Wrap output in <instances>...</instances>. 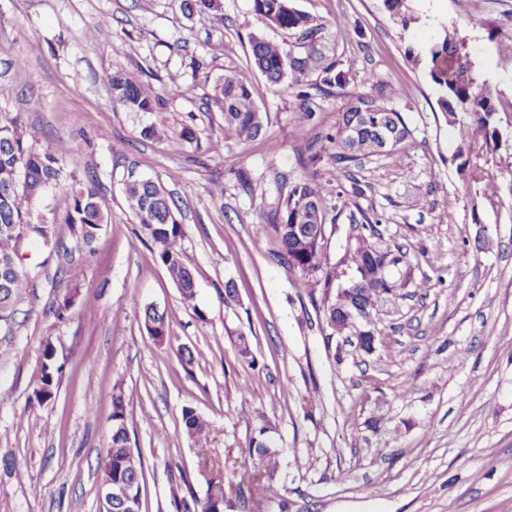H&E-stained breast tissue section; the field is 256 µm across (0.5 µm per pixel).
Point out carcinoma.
<instances>
[{
	"label": "carcinoma",
	"instance_id": "carcinoma-1",
	"mask_svg": "<svg viewBox=\"0 0 512 512\" xmlns=\"http://www.w3.org/2000/svg\"><path fill=\"white\" fill-rule=\"evenodd\" d=\"M257 21L274 25L284 31L297 33L307 41V51L294 55L256 32L249 39V67L259 73L267 84L296 101L299 120L310 119L313 114L311 95L305 78L312 70L320 71V92L343 89L349 84V73L337 68V62L327 59L321 43L326 25L295 8L293 0H252ZM390 17L408 26L415 17L407 0H382ZM183 14L192 16L205 13L218 23H224L219 0H181ZM412 66L424 65L432 81L439 86L437 104L448 125L458 134L456 159L458 168L477 169L475 161L498 152L502 146L499 133L498 109L492 88L476 84L473 62L466 51L465 40L456 27L445 26L437 41L425 55L413 48L405 51ZM113 102L130 112L154 114L160 108L159 98L152 86L134 71L117 73L110 80ZM216 102L223 112L224 138L247 143L264 135L263 115L257 106L252 86L236 72H226L216 84ZM409 130L400 112L390 107L381 97L353 91L339 113L336 126L324 136L325 145L310 153L306 163L321 171L317 178L294 183L286 195L279 198L273 211L272 223L262 226L276 243V260L295 273L299 288L309 284V278L319 276L324 287L332 288L336 268L329 265L324 246L326 225L336 223L337 214L349 208H359L357 198L364 189L356 180L350 189L333 193L341 179L350 175V166L360 159L379 156L396 149L408 136ZM389 145L383 146V139ZM69 151L63 140L49 144L41 151L34 150L19 131V118H6L0 122V325L14 320L17 305L34 294V280L12 261L20 246V228L31 236L49 240L54 229L47 224L30 220V205L40 192L58 185L63 179L60 161ZM125 198L128 209L140 225L142 233L151 242L157 261L178 288L186 302L195 296V267L180 246L182 225L175 215L176 204L158 183L150 179H137L126 183ZM70 226L73 248L93 250L108 216L103 210L94 181L77 182L71 186L69 205L62 217ZM370 234H358L351 244L350 263L359 269L353 289L343 294L338 302H324V320L331 335L361 337L359 348L376 342L380 334L373 318L375 304L408 286L410 275L393 273L394 256H404L400 247H381L373 242L378 235L370 219ZM144 324L156 326L158 334L170 337L166 312L148 306L143 312ZM56 352L46 346L42 385L39 399L53 396L58 375L63 365L56 364ZM132 395L121 384L113 387L111 444L99 465L101 486H106L115 475L120 462L127 458L130 448L127 407ZM183 431L198 452H204L210 424L196 410L186 407L182 411ZM275 443L267 436L266 428L258 430L248 446L250 464L239 474L238 486L252 487L258 483L271 487L275 480L277 462ZM145 477L142 460L132 470H123L124 483L141 493ZM200 512H227L234 504L224 495V480H208Z\"/></svg>",
	"mask_w": 512,
	"mask_h": 512
}]
</instances>
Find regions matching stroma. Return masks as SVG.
I'll return each mask as SVG.
<instances>
[{
	"instance_id": "stroma-1",
	"label": "stroma",
	"mask_w": 512,
	"mask_h": 512,
	"mask_svg": "<svg viewBox=\"0 0 512 512\" xmlns=\"http://www.w3.org/2000/svg\"><path fill=\"white\" fill-rule=\"evenodd\" d=\"M221 3L217 25L205 14L186 17L180 0H0V119L19 117L35 149L66 141L65 176L94 180L109 218L92 252L52 255L35 239L22 252L36 293L18 304L12 335L0 334V512H99L97 465L110 445L118 383L135 394L127 417L144 462L141 512H175L183 473L197 498L214 477L235 499L248 442L263 426L278 444L263 512H279L284 498L292 512H512V149L491 160L495 185L472 201L438 87L404 57L456 26L477 84L497 90L501 131L511 135L512 71L497 61L512 53V0H410L415 20L406 27L382 0H294L326 23L324 51L350 73L348 89L314 95L303 123L248 58L257 31L295 54L304 43L261 26L252 0ZM476 12L478 28L468 23ZM228 70L248 75L264 138L225 139L213 94ZM118 71L143 72L159 114L113 103ZM391 88L389 104L410 135L361 160L355 172L368 190L359 205L378 221L382 244L402 246L414 280L430 286L378 304L381 337L368 354L330 336L322 283L295 287L257 227L290 183L313 175L302 155L335 125L347 91ZM152 124L155 136H143ZM185 126L195 140L181 138ZM133 177L160 181L178 205L181 246L196 267L192 301L135 241L123 194ZM68 204L61 184L31 205L33 221L54 225L67 246ZM353 235L346 212L326 228L341 284L352 274ZM229 282L237 296L228 304ZM70 294L73 306L57 317ZM149 305L166 312L169 341L148 335ZM241 333L255 366L237 353ZM49 344L63 370L41 401ZM182 347L193 363L181 361ZM186 407L210 424L207 459L183 432Z\"/></svg>"
}]
</instances>
